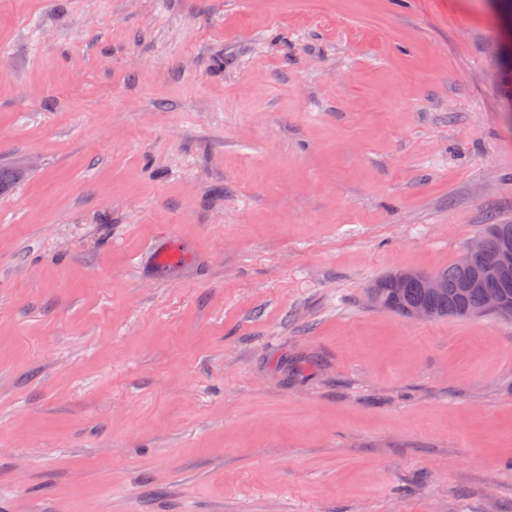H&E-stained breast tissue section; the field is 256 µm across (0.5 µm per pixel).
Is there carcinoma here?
Here are the masks:
<instances>
[{
  "mask_svg": "<svg viewBox=\"0 0 512 512\" xmlns=\"http://www.w3.org/2000/svg\"><path fill=\"white\" fill-rule=\"evenodd\" d=\"M491 253L472 255L468 261L457 260L452 265L436 270L448 288L441 294H431L412 280L402 289L400 302H390L391 291L385 283L387 275L377 278L381 282L380 303L378 308L398 315H403V309L409 306L422 305L434 313V318H470L482 308L484 293L489 290L499 291L506 307L512 309V269L496 278L482 277L483 271Z\"/></svg>",
  "mask_w": 512,
  "mask_h": 512,
  "instance_id": "obj_1",
  "label": "carcinoma"
}]
</instances>
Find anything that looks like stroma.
Here are the masks:
<instances>
[{"instance_id": "35a3bbf8", "label": "stroma", "mask_w": 512, "mask_h": 512, "mask_svg": "<svg viewBox=\"0 0 512 512\" xmlns=\"http://www.w3.org/2000/svg\"><path fill=\"white\" fill-rule=\"evenodd\" d=\"M506 26L0 0V512H512V321L364 300L512 223Z\"/></svg>"}]
</instances>
